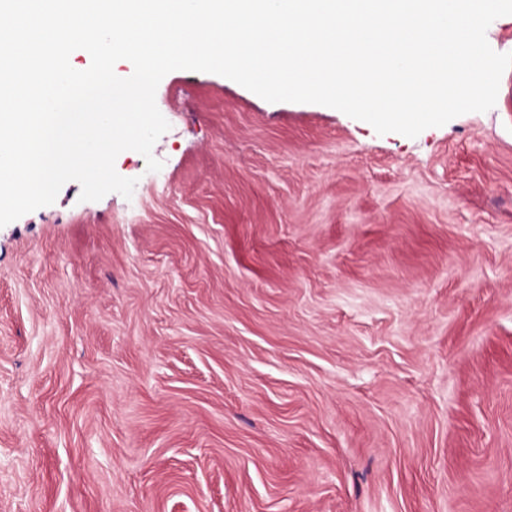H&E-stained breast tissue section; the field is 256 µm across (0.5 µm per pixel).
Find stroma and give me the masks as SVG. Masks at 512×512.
I'll return each mask as SVG.
<instances>
[{
  "label": "stroma",
  "mask_w": 512,
  "mask_h": 512,
  "mask_svg": "<svg viewBox=\"0 0 512 512\" xmlns=\"http://www.w3.org/2000/svg\"><path fill=\"white\" fill-rule=\"evenodd\" d=\"M156 104L157 179L0 227V512H512V68L414 138Z\"/></svg>",
  "instance_id": "35a3bbf8"
}]
</instances>
